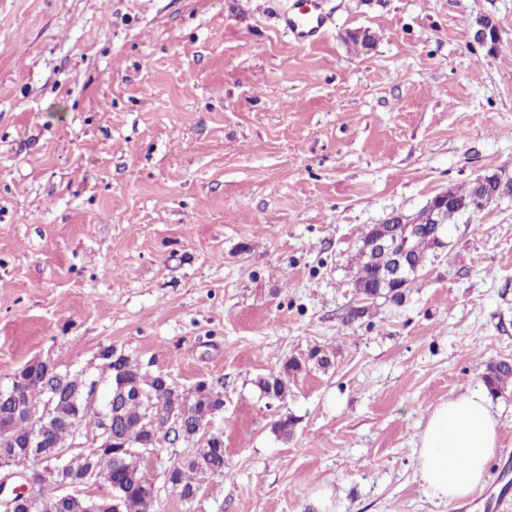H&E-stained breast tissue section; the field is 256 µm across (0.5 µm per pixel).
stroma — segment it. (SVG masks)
Here are the masks:
<instances>
[{
	"label": "stroma",
	"mask_w": 512,
	"mask_h": 512,
	"mask_svg": "<svg viewBox=\"0 0 512 512\" xmlns=\"http://www.w3.org/2000/svg\"><path fill=\"white\" fill-rule=\"evenodd\" d=\"M0 0V383L113 348L224 395V473L154 512H512V386L482 489L428 498L429 412L512 360V193L460 214L402 304L354 325L371 225L512 180V0ZM497 27L482 45L479 19ZM369 30L370 48L346 34ZM319 347L285 402L253 380ZM295 419L291 437L274 422ZM282 25L301 43L315 40L324 31L326 19L317 13L316 0H303L299 13L282 17Z\"/></svg>",
	"instance_id": "obj_1"
}]
</instances>
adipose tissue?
<instances>
[{"label":"adipose tissue","mask_w":512,"mask_h":512,"mask_svg":"<svg viewBox=\"0 0 512 512\" xmlns=\"http://www.w3.org/2000/svg\"><path fill=\"white\" fill-rule=\"evenodd\" d=\"M498 448V421L480 388L449 397L429 413L416 448V473L428 497L445 503L471 496Z\"/></svg>","instance_id":"1"}]
</instances>
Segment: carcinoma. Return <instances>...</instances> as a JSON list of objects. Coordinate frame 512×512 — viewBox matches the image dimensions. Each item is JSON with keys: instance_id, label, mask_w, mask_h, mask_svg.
Returning a JSON list of instances; mask_svg holds the SVG:
<instances>
[{"instance_id": "carcinoma-1", "label": "carcinoma", "mask_w": 512, "mask_h": 512, "mask_svg": "<svg viewBox=\"0 0 512 512\" xmlns=\"http://www.w3.org/2000/svg\"><path fill=\"white\" fill-rule=\"evenodd\" d=\"M496 190L511 193L512 180L503 182L496 176L494 182L488 185L474 181L464 194L450 192L452 206L448 208V221H453L456 214L465 211L475 196ZM356 284L366 287L368 295L364 296L365 300H376L377 267L369 264L365 258L358 263ZM311 364L326 369L331 365V358L326 351L314 348L303 359H288L276 373L256 376L253 385L263 397L282 402L291 392L294 379ZM85 381L86 376L82 369L58 368L47 384L44 385L37 379L23 386L22 398L31 407L42 404L49 388L62 393L57 412L47 420L49 446L67 448L73 443L70 423L84 415L81 391ZM510 382L512 362L500 360L487 366L484 383L491 394L501 393ZM124 385L132 389L139 386L144 389V395L140 399L131 396L121 400L117 407L118 415L112 417L114 443L107 448H86L71 466V474L75 478H81L88 472H96L109 481L107 491L112 503L111 512H151L153 497L145 481L143 451L147 448V443L161 436L171 434L175 439L181 437L197 443L194 453L188 459L173 464L166 478L182 497L194 496L197 477L224 474L223 435L203 434V426L224 405L220 391L206 386L187 392L167 376L146 371L137 360L122 353L119 355L118 364L109 365L105 371L106 397L114 396L116 389ZM187 395L191 402L189 417L178 429L167 425V411L179 405ZM47 506L52 507L54 512H82L76 505L59 499L55 483L40 481L37 493L32 496L31 503L23 512H44Z\"/></svg>"}]
</instances>
